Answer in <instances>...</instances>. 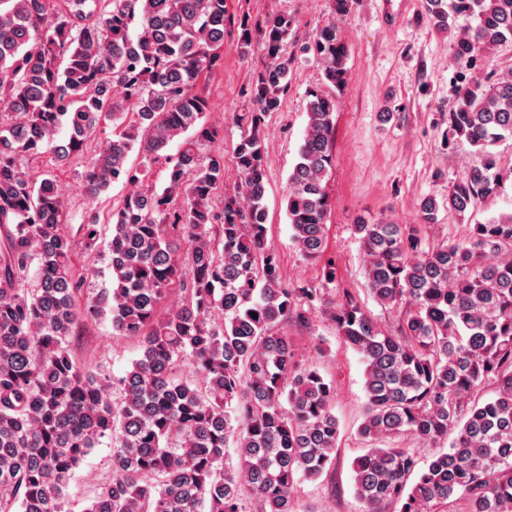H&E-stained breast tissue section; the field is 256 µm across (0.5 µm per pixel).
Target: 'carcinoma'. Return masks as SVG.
Returning <instances> with one entry per match:
<instances>
[{
  "label": "carcinoma",
  "instance_id": "1",
  "mask_svg": "<svg viewBox=\"0 0 512 512\" xmlns=\"http://www.w3.org/2000/svg\"><path fill=\"white\" fill-rule=\"evenodd\" d=\"M99 2L0 0V512H64L63 489L105 438L112 478L83 512H296L295 488L330 472L340 430L334 386L278 326L309 325L318 304L364 364L359 434L370 448L351 464L363 512H512V212L435 245L418 224L353 225L366 292L398 313L395 331L354 294L336 295L330 267L319 288L288 285L268 238L264 122L288 89L293 19H235L225 0ZM426 10L439 31L454 15L474 21L455 40L469 71L447 112L448 144L463 139L483 157L448 186L445 206L463 216L503 181L493 148L512 139V69L497 72L492 54L512 43V0H426ZM229 27L243 54L261 42L267 63L249 84L239 184L219 206L224 155H202L218 132L200 81L219 67ZM303 50L323 82L306 94L286 212L300 255L316 262L347 48L330 21ZM107 120L112 138L79 184L90 196L118 182L133 190L108 216L112 288L90 296L71 266L56 180L35 179L28 163L49 152L55 168L69 165ZM181 136L177 157H165L166 185H148ZM79 230L93 252L98 218ZM175 284L183 301L169 310ZM103 317L141 349L115 383L69 346ZM485 384L495 396L480 403ZM450 432L449 451L408 484L419 460L407 441L433 445ZM230 446L234 467L224 465Z\"/></svg>",
  "mask_w": 512,
  "mask_h": 512
}]
</instances>
